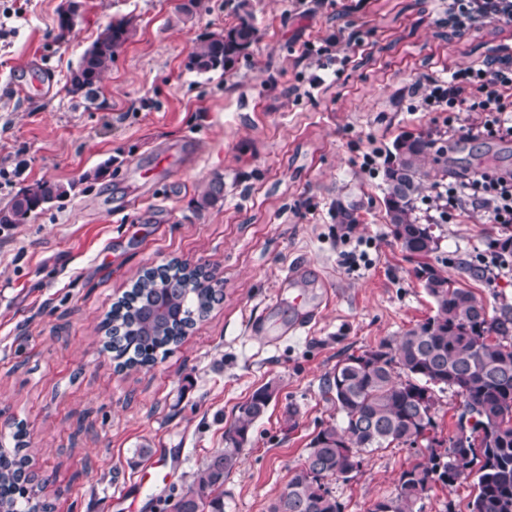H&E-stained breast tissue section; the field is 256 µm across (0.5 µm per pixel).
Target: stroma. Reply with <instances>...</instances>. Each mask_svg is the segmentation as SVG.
<instances>
[{
    "mask_svg": "<svg viewBox=\"0 0 512 512\" xmlns=\"http://www.w3.org/2000/svg\"><path fill=\"white\" fill-rule=\"evenodd\" d=\"M179 4L83 0L60 41L65 0H0V202L38 181L75 185L0 228V445L24 444L50 512H163L266 385L274 396L224 483V512H268L316 434L343 422L324 388L336 364L433 313L364 154L441 128L421 103L431 80L512 63V24L460 30L448 0H202L188 22ZM126 15L137 31L98 101L75 105L70 69ZM243 18L256 40L229 70L187 69L202 34ZM448 167L512 170V140L456 139ZM217 175L223 202L194 213ZM433 232L432 264L489 312L512 307V269L476 273L499 225L473 210ZM174 259L214 272L218 302L152 366L117 370L106 314L143 270ZM306 305L317 320L289 332ZM414 460L381 449L327 485L344 512H368ZM473 496L469 479L439 485L422 512H470Z\"/></svg>",
    "mask_w": 512,
    "mask_h": 512,
    "instance_id": "35a3bbf8",
    "label": "stroma"
}]
</instances>
